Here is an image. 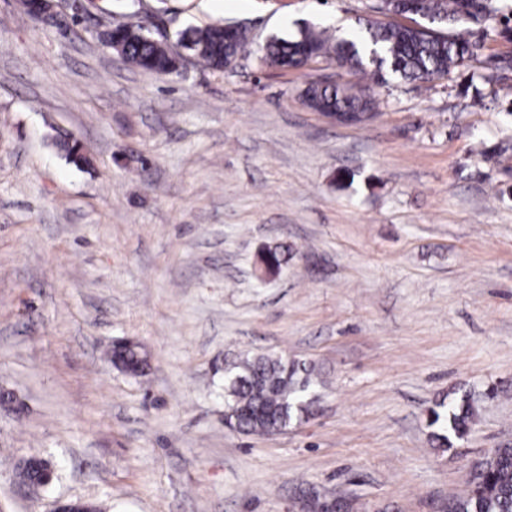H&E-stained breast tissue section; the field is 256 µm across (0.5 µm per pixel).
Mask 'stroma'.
Returning a JSON list of instances; mask_svg holds the SVG:
<instances>
[{
	"mask_svg": "<svg viewBox=\"0 0 512 512\" xmlns=\"http://www.w3.org/2000/svg\"><path fill=\"white\" fill-rule=\"evenodd\" d=\"M373 0H64L60 26L0 0V512H299L312 488L354 512H442L473 464L512 446V0L475 55L411 82L317 58L261 64L271 36L382 21ZM245 25L217 72L125 64L99 34L143 23ZM313 81L362 91L340 124ZM87 149L59 155L56 136ZM288 261L260 272L266 249ZM140 343L139 377L113 367ZM273 354L314 368L309 418L274 435L224 425V367ZM476 412L453 448L425 411ZM39 455L51 485L20 484ZM304 98L308 106L317 112H354L358 114L357 121H361L376 108L371 96L354 93L350 88L337 84L310 83L304 91ZM54 145L68 161L76 164L77 166L88 162V156L83 146L73 136L60 137L55 140ZM112 363L130 376L144 374L149 366L147 353L129 340L112 344Z\"/></svg>",
	"mask_w": 512,
	"mask_h": 512,
	"instance_id": "35a3bbf8",
	"label": "stroma"
}]
</instances>
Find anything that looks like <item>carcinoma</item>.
<instances>
[{
	"instance_id": "1",
	"label": "carcinoma",
	"mask_w": 512,
	"mask_h": 512,
	"mask_svg": "<svg viewBox=\"0 0 512 512\" xmlns=\"http://www.w3.org/2000/svg\"><path fill=\"white\" fill-rule=\"evenodd\" d=\"M417 13L449 26L466 19L482 24L493 12L491 0H415ZM110 41L120 46V56L130 65L160 74L175 64L170 46L153 39L144 27L118 29ZM178 45L214 71L224 70V61L235 58L248 43L246 27L240 24L186 27L177 33ZM477 44L467 34L442 36L426 27H406L392 23L370 24L331 41L312 29H301L291 37H271L261 48L260 62L297 68L308 60L332 57L340 66L360 73L374 66L372 77L384 81L391 73L405 80L426 81L444 76L474 55ZM310 108L327 112H354L362 120L376 108L373 98L354 93L340 85L311 83L304 91ZM65 158L81 165L88 156L72 136L54 142ZM112 363L130 376L144 374L149 366L147 353L129 340L112 344ZM310 371L280 356L245 358L224 371V424L243 433H272L293 421L312 415L316 400ZM475 409L468 395L447 402L440 400L427 414L430 437L436 446L453 447V440L470 431ZM470 489L463 496L448 499L446 512H512V447L496 448L471 469ZM327 498L316 491L303 492L301 512H328Z\"/></svg>"
}]
</instances>
